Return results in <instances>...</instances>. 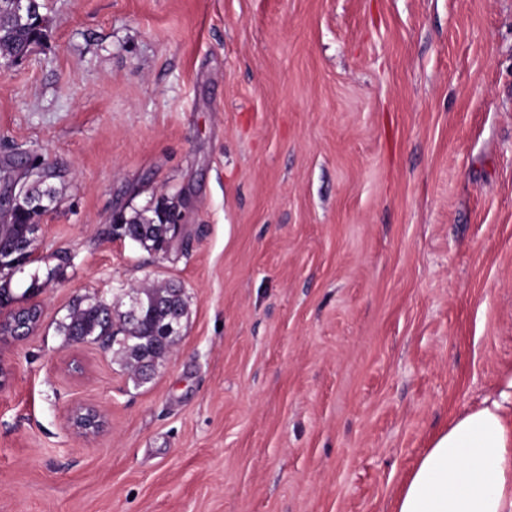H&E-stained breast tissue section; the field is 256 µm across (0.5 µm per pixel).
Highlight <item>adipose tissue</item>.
Wrapping results in <instances>:
<instances>
[{"mask_svg":"<svg viewBox=\"0 0 512 512\" xmlns=\"http://www.w3.org/2000/svg\"><path fill=\"white\" fill-rule=\"evenodd\" d=\"M395 512H512V376L436 433Z\"/></svg>","mask_w":512,"mask_h":512,"instance_id":"obj_1","label":"adipose tissue"}]
</instances>
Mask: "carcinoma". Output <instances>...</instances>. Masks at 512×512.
<instances>
[{"instance_id":"1","label":"carcinoma","mask_w":512,"mask_h":512,"mask_svg":"<svg viewBox=\"0 0 512 512\" xmlns=\"http://www.w3.org/2000/svg\"><path fill=\"white\" fill-rule=\"evenodd\" d=\"M9 0H0V55L20 57L26 55L32 46L40 44L48 36L49 19L43 18V24L26 16L18 17L8 10ZM44 172L45 181L33 187L32 192L43 198V203L52 210L56 207L60 191L55 180L58 174L51 165L35 161L27 154H20L8 159L0 165V259L8 262L30 251L35 241L34 233L28 216L10 212L6 196L14 184L23 179L29 170ZM161 203L134 212L126 218L123 234L133 239L146 230L151 224L161 223L159 213ZM142 304L137 309V319L128 321V314L108 308L97 301L84 307L77 306L71 310L66 320L59 325L60 332L66 339L77 342L85 337H103L117 346V353L127 364L134 368V380H148V364L164 357L173 345L175 338L156 334L154 320L176 316L173 305L162 308L152 303L154 293L140 292Z\"/></svg>"}]
</instances>
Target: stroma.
Instances as JSON below:
<instances>
[{
	"label": "stroma",
	"mask_w": 512,
	"mask_h": 512,
	"mask_svg": "<svg viewBox=\"0 0 512 512\" xmlns=\"http://www.w3.org/2000/svg\"><path fill=\"white\" fill-rule=\"evenodd\" d=\"M41 2L0 158L62 171L33 248L70 262L0 340V512H393L512 374V0ZM164 197L168 256L112 236ZM166 283L189 316L141 385L57 330ZM69 419L74 430L86 438L98 436L106 426L101 412L92 405L76 408L72 411Z\"/></svg>",
	"instance_id": "obj_1"
}]
</instances>
